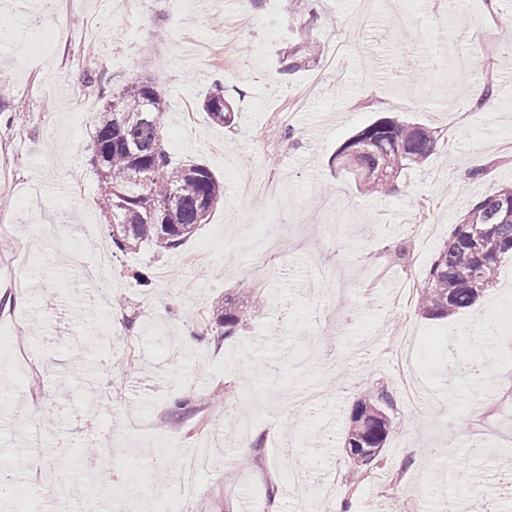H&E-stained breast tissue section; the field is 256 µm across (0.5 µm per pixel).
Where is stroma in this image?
Masks as SVG:
<instances>
[{
	"label": "stroma",
	"mask_w": 512,
	"mask_h": 512,
	"mask_svg": "<svg viewBox=\"0 0 512 512\" xmlns=\"http://www.w3.org/2000/svg\"><path fill=\"white\" fill-rule=\"evenodd\" d=\"M306 30L263 0L242 32H221L209 0H11L0 32V189L14 226L0 239V271L15 246L30 295L1 288L0 471L14 486L0 512H59L87 470L61 458L99 450L108 471L89 483L85 512H110L125 464L152 439L160 477L133 496L148 512H240L280 495L282 512H451L462 500L512 512V259L471 313L427 320L404 312L395 289L422 284L426 269L472 206L512 185V0H457L445 23L435 0H316ZM415 22L416 83L437 84L439 43L458 80L456 101L410 92L394 44ZM96 41L87 57L82 41ZM317 60L295 74L279 61L302 39ZM494 50L493 109L470 99L458 56ZM152 63L142 68L141 53ZM150 77L166 99L163 143L180 161L205 164L224 184L207 224L179 248L122 254L99 209L89 147L99 108L128 81ZM222 78L235 104L232 126L211 122L200 103ZM436 131L428 164L405 169L388 195L366 194L329 158L382 113ZM292 137L267 143L271 128ZM484 159L478 179L467 170ZM83 191L70 193L73 173ZM271 180L281 196L242 198L244 180ZM204 249L205 268L186 258ZM322 253V265L307 256ZM105 261L122 308L99 303L84 264ZM151 276L144 287L134 271ZM251 316L223 342L196 340L197 321L224 298ZM133 317L120 330L118 319ZM401 340H394V327ZM194 336L182 346V335ZM457 359L488 361L486 386L449 379ZM418 401L395 382L400 364ZM394 395L401 425L377 468L351 484L343 437L353 403L369 389ZM193 403L173 416L181 395ZM54 409L46 430L27 424L30 403ZM262 453H254L253 444ZM223 455L225 473L203 468L200 498L179 492L178 463L198 449ZM294 477L281 481L284 468Z\"/></svg>",
	"instance_id": "obj_1"
}]
</instances>
